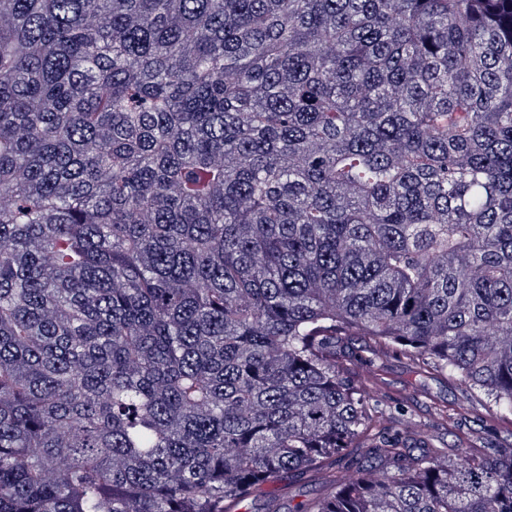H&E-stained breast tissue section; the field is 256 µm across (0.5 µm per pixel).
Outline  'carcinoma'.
<instances>
[{
    "instance_id": "obj_1",
    "label": "carcinoma",
    "mask_w": 512,
    "mask_h": 512,
    "mask_svg": "<svg viewBox=\"0 0 512 512\" xmlns=\"http://www.w3.org/2000/svg\"><path fill=\"white\" fill-rule=\"evenodd\" d=\"M353 334L512 417V0H0V512H512ZM274 490L277 507L281 512H293L299 504L322 493L320 485L309 474L300 477L286 476L276 485H266L254 491L248 503L244 506L245 508H238L234 512H261L266 501L270 498L269 492Z\"/></svg>"
}]
</instances>
